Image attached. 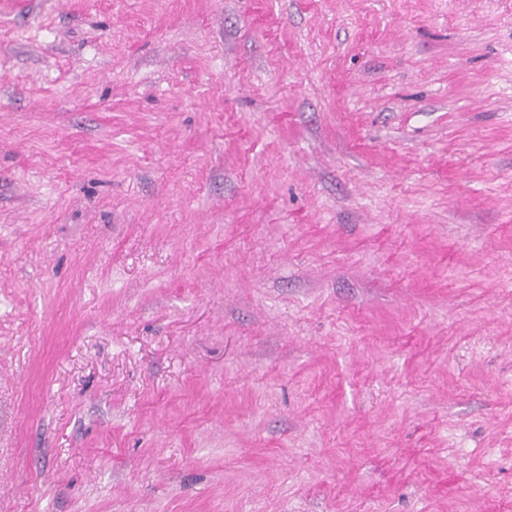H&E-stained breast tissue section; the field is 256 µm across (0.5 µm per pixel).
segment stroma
Here are the masks:
<instances>
[{
    "label": "stroma",
    "mask_w": 512,
    "mask_h": 512,
    "mask_svg": "<svg viewBox=\"0 0 512 512\" xmlns=\"http://www.w3.org/2000/svg\"><path fill=\"white\" fill-rule=\"evenodd\" d=\"M0 512H512V0H0Z\"/></svg>",
    "instance_id": "obj_1"
}]
</instances>
